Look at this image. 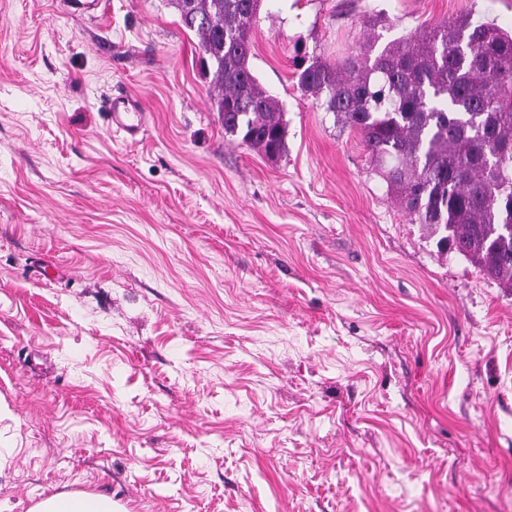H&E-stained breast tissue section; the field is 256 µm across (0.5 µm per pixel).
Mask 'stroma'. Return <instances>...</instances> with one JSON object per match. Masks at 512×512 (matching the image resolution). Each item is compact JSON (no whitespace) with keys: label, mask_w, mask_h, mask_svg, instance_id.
Here are the masks:
<instances>
[{"label":"stroma","mask_w":512,"mask_h":512,"mask_svg":"<svg viewBox=\"0 0 512 512\" xmlns=\"http://www.w3.org/2000/svg\"><path fill=\"white\" fill-rule=\"evenodd\" d=\"M0 0V501L512 512V285L438 252L297 86L512 0H262L271 160L225 134L171 0ZM147 116L131 141L113 94Z\"/></svg>","instance_id":"35a3bbf8"}]
</instances>
